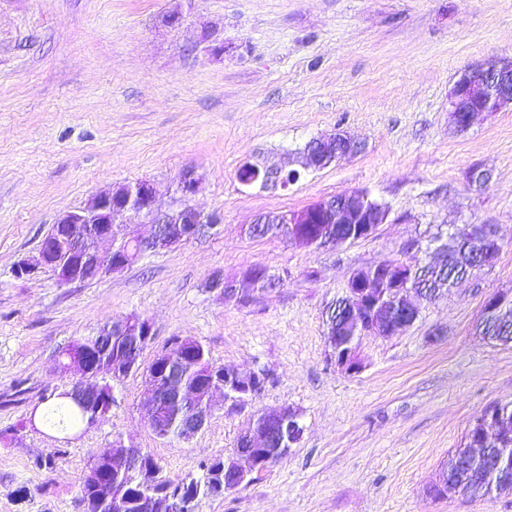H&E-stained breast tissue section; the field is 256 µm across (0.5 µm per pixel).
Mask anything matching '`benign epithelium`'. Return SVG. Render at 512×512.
<instances>
[{
	"instance_id": "7a95c632",
	"label": "benign epithelium",
	"mask_w": 512,
	"mask_h": 512,
	"mask_svg": "<svg viewBox=\"0 0 512 512\" xmlns=\"http://www.w3.org/2000/svg\"><path fill=\"white\" fill-rule=\"evenodd\" d=\"M512 109V59L487 64H477L465 69L448 94V115L451 123L460 130L467 129L475 115ZM361 145L352 138L334 132L308 143L302 151L304 168H325L336 160L358 153ZM270 182L286 189L295 182L299 173L283 167L266 170ZM199 180L191 170L181 176L179 189L186 199L195 194ZM136 212L140 221L154 225L151 236L116 242L113 228L127 221ZM388 208L371 201L359 191L344 192L322 198L300 210H287L276 214H260L249 226V233L262 237L266 226L273 224L285 230L288 241L311 247L319 242L326 246L336 241L335 225H346L345 240H361L373 236L379 226L386 223ZM216 223L213 217L201 214L186 203L173 214L162 215L155 208V190L146 180L124 184L117 189L98 194L84 205L64 212L58 217L41 243L37 256L20 261L14 270L18 278H28L43 269L55 273L65 283H85L108 273L124 270L144 254L175 247L189 241ZM475 255L478 265L490 264L500 251V241L495 226L484 224L476 230ZM411 267L400 262H381L354 271L349 277L344 293L345 317L362 323V334L376 333L392 336L414 324L424 297L415 288L406 287ZM247 283L257 290L267 291L279 284L277 275L261 267H251L242 272L241 280H228L222 275L212 276L209 287L226 300L239 296L238 282ZM153 336L149 320L129 316L104 326L95 336L79 341L60 364L64 371H75L79 378L73 380L66 396L86 406L85 428L93 427L112 409V389L107 381H98L107 375L119 380L139 370L143 342ZM115 342L114 354L102 351L96 361L89 352L101 348L102 343ZM330 358L336 367L349 374L363 368L359 347L345 348L329 342ZM263 377L261 373H241L235 370L224 373L210 371L203 386L188 391L183 386L181 368L170 351L164 350L155 357V369L146 372L147 389L143 403L149 413L154 434L164 439L171 425L167 407L171 397L180 405L178 434L189 439L205 425L212 411L215 394L235 404L244 403L253 396L252 384ZM512 423V416L489 411L477 422L485 434H496ZM299 414L288 407L261 412L252 429L238 437L233 455L224 462V490L230 491L249 482L255 472L264 471L270 461L267 450L273 446L287 454L303 435ZM110 459L115 469L133 476L142 474L147 459L145 451L130 448L120 440L112 441L99 450L86 473L88 482L96 485L95 502L101 506L112 505L118 510L123 502L112 493L108 485L99 482L97 466ZM146 512H183L184 502L178 496H154L145 502Z\"/></svg>"
}]
</instances>
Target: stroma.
Wrapping results in <instances>:
<instances>
[{
  "label": "stroma",
  "instance_id": "1",
  "mask_svg": "<svg viewBox=\"0 0 512 512\" xmlns=\"http://www.w3.org/2000/svg\"><path fill=\"white\" fill-rule=\"evenodd\" d=\"M511 56L512 0H0V512H83L82 477L116 438L167 477L202 476L282 406L301 413L302 441L196 512H512V494H427L485 411L512 402V345L475 333L485 301L512 292V111L462 132L448 118L466 68ZM336 129L362 152L285 190L239 182L247 161L298 168L305 144ZM474 168L490 182L472 185ZM189 169L201 181L186 200ZM138 180L159 210L188 202L218 226L89 283L15 277L58 215ZM345 191L388 206V223L324 248L246 231L258 214ZM464 224L496 226L495 261L406 331L363 337L360 373L338 370L324 311L350 274L422 263L430 237ZM251 266L286 278L238 302L208 289ZM131 314L153 325L142 369L192 338L217 363L267 373L263 390L242 406L216 400L190 441L162 440L141 369L90 431L17 430L67 384L58 351Z\"/></svg>",
  "mask_w": 512,
  "mask_h": 512
}]
</instances>
